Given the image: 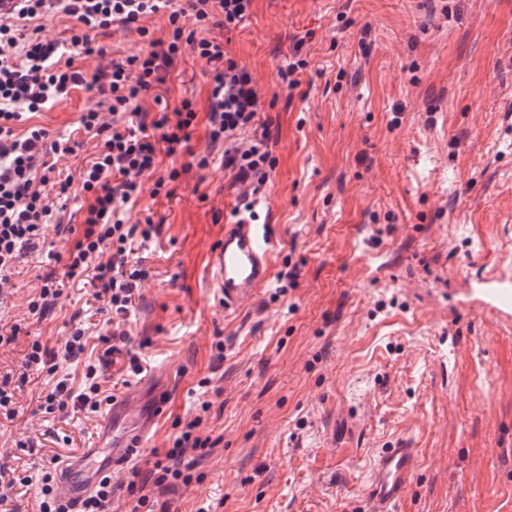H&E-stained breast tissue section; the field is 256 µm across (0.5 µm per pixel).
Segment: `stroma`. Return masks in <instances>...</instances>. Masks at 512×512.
<instances>
[{
  "label": "stroma",
  "mask_w": 512,
  "mask_h": 512,
  "mask_svg": "<svg viewBox=\"0 0 512 512\" xmlns=\"http://www.w3.org/2000/svg\"><path fill=\"white\" fill-rule=\"evenodd\" d=\"M203 35L250 73L275 165L261 183L193 168L128 213L161 226L130 255L152 271L127 319L144 372L123 355L111 366L139 409L127 429L150 418L144 447L164 449L198 415L218 439L190 485L152 497L171 512H366L371 454L405 439L421 456L397 512H512V0H253L242 25ZM297 45L291 90L279 71ZM210 90L189 55L161 89L198 112L199 154ZM87 100L73 90L27 123L68 137ZM94 151L51 175L72 182L66 214ZM249 205L276 242L273 277L227 313L208 259ZM70 246L48 227L0 298L21 328L0 375H29L0 422V461L29 480L17 512H35L51 459L93 446L101 423L40 411L49 377L23 369L32 340L55 349L104 318L92 286L69 280L44 319L29 312L38 275L64 269L49 254Z\"/></svg>",
  "instance_id": "stroma-1"
}]
</instances>
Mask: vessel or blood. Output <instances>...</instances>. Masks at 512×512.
<instances>
[{"label": "vessel or blood", "instance_id": "obj_1", "mask_svg": "<svg viewBox=\"0 0 512 512\" xmlns=\"http://www.w3.org/2000/svg\"><path fill=\"white\" fill-rule=\"evenodd\" d=\"M274 243L268 227L248 217L226 222L224 237L209 260V275L225 311L252 302L265 287L273 270ZM135 414L132 400L113 403L111 421L100 430V444L84 449L64 466L57 483L58 495L66 500L84 497L101 477L119 464L130 461L139 451V438L121 434V427ZM418 449L405 441L381 449L370 458L366 497L369 512H395L409 491L418 469Z\"/></svg>", "mask_w": 512, "mask_h": 512}]
</instances>
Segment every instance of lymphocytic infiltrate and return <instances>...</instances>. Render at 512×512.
I'll return each mask as SVG.
<instances>
[{
	"label": "lymphocytic infiltrate",
	"instance_id": "lymphocytic-infiltrate-1",
	"mask_svg": "<svg viewBox=\"0 0 512 512\" xmlns=\"http://www.w3.org/2000/svg\"><path fill=\"white\" fill-rule=\"evenodd\" d=\"M252 0H0V291L10 287L15 270L27 251L39 244L46 224L56 223L55 196H67L69 182L48 192L54 167L49 155L72 153L68 139H50L38 126L22 127L24 115L43 111L85 89L93 96L78 120L77 130L96 142L95 154L83 169L81 191L87 202L78 224H59L57 230L72 238L64 275L86 281L103 301L109 316L97 339L104 350L87 364L82 385L72 389L57 378L43 396L40 408L68 416L101 413L115 398L108 384L114 355L122 354L129 332L122 324L135 306L142 284L151 272L128 260L134 238L150 239L156 226L152 217L138 224L126 213L143 192L158 196L166 182L176 181L178 169L159 176L160 156H188L197 169L209 168L211 153L222 150L224 166L237 179L266 175L271 166L267 136L236 144L238 133L255 125L260 95L249 72L226 57L222 44L202 37L210 24L234 28L249 15ZM167 19V35L155 38L147 26L153 17ZM71 21L70 36L58 43L28 34L29 22L47 18ZM137 33L139 52L111 58L96 42L97 34L111 29ZM192 55L212 77L206 114L210 153L196 154L191 146L197 113L190 100L173 111L153 112L145 99L161 103L168 76L184 55ZM94 57L93 73L73 65L74 58ZM84 324L72 327L60 351L32 341L27 368L56 375L59 361L80 359L87 344ZM201 417L181 422L166 450H152L144 468H133L126 484L129 496L146 512H168L152 500L149 490H167L191 481L192 459L203 456L216 441L201 434ZM112 481L103 478L80 508L60 500L56 479L44 473L39 512H111Z\"/></svg>",
	"mask_w": 512,
	"mask_h": 512
}]
</instances>
